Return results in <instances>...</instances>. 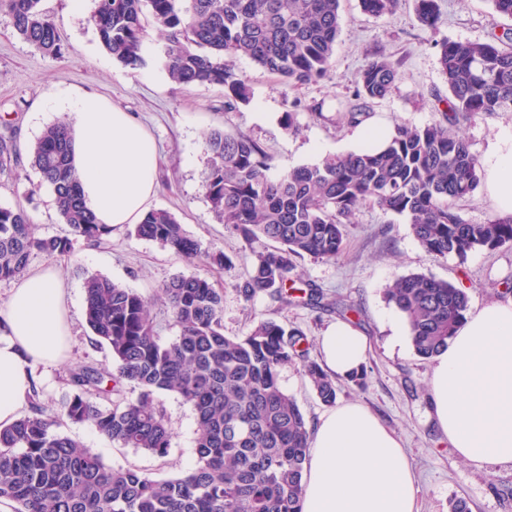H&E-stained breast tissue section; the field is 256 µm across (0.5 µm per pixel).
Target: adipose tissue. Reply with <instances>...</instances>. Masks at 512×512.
<instances>
[{"mask_svg": "<svg viewBox=\"0 0 512 512\" xmlns=\"http://www.w3.org/2000/svg\"><path fill=\"white\" fill-rule=\"evenodd\" d=\"M54 107L73 111L75 164L86 203L113 231L138 223L156 194L158 155L149 131L91 93ZM483 188L499 213H512V134L482 161ZM68 286L49 264L17 280L0 323V426L18 420L37 364L63 357L69 336ZM325 369L346 377L370 349L359 329L339 321L319 338ZM430 415L457 454L477 464L512 463V299L472 311L435 358ZM302 512H419L415 475L397 434L370 410L344 403L309 439Z\"/></svg>", "mask_w": 512, "mask_h": 512, "instance_id": "ef3b65f1", "label": "adipose tissue"}]
</instances>
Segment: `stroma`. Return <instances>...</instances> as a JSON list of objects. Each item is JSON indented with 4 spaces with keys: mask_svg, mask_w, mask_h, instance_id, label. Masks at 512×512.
I'll return each instance as SVG.
<instances>
[{
    "mask_svg": "<svg viewBox=\"0 0 512 512\" xmlns=\"http://www.w3.org/2000/svg\"><path fill=\"white\" fill-rule=\"evenodd\" d=\"M437 30L423 26L414 0H403L395 15L363 13L359 0H340L342 29L330 73L325 80L288 89L281 78L243 57H230L234 68L247 76L249 103L227 108L223 87L182 86L173 82L158 60L163 39L148 27L141 65L131 68L112 59L102 48L86 15L71 11L70 0H42V9L60 29L62 50L46 55L14 32L0 15V136L13 138L19 167L0 169V205L24 204L39 235L64 234L55 196L32 167L28 149L44 126L66 117L51 110L41 122L32 114L57 93L80 89L97 94L131 113L154 137L160 156L159 189L153 208L175 214L188 234L209 252H224L223 265L187 262L157 242L121 232L97 247L77 245L71 259L58 267L69 286V346L62 360L38 365L36 379L47 404L60 402L68 390L66 367L85 362L109 363L107 349L96 346L84 317V278L98 273L144 296H154L165 282L198 271L224 293V333L244 335L262 317H276L302 329L310 356L319 359L317 341L338 320L336 313L305 305L280 307L269 296L244 302L236 284L252 256L241 238L221 224L205 197L208 156L203 137L211 129L244 133L270 154L274 171L312 165L325 156L360 148L365 127L393 128L406 122L423 126L436 117L435 98L447 95L434 35L484 41L493 29L511 21L497 15L490 0H438ZM401 62L400 76L390 93L373 102L362 125L341 121L340 112L352 103L356 71L375 53ZM293 113L296 133L285 130L282 119ZM464 133L477 157H484L499 136L512 131V112H495L464 124ZM298 274L328 295H342L355 307L349 319L368 336L371 349L365 362L367 379L359 387L339 379L337 399L366 406L401 439L416 476L420 512H449L454 499L465 498L471 512H512V463L477 465L463 461L435 426L429 410V378L433 363L419 358L411 345L405 321L385 300V290L397 278L412 273L434 276L465 288L470 309L507 300L506 280L512 279V246L476 250L466 258H435L417 242L403 216L377 207L361 208L346 227L343 254L333 261H299ZM284 389L316 425L327 407L293 366L280 372ZM173 431L170 452L158 458L145 450L123 448L86 424L65 423L64 433L113 467L133 468L154 477L177 476L196 460L195 414L173 393L161 394Z\"/></svg>",
    "mask_w": 512,
    "mask_h": 512,
    "instance_id": "35a3bbf8",
    "label": "stroma"
}]
</instances>
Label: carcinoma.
I'll return each instance as SVG.
<instances>
[{
	"label": "carcinoma",
	"instance_id": "1",
	"mask_svg": "<svg viewBox=\"0 0 512 512\" xmlns=\"http://www.w3.org/2000/svg\"><path fill=\"white\" fill-rule=\"evenodd\" d=\"M41 0H0L16 33L44 54L60 53L53 18ZM340 0H95L88 22L103 48L120 63L142 62L146 17L164 36L162 64L181 85L224 86L227 106L251 98L247 80L224 63L242 56L297 88L328 77L341 28ZM401 0H360L364 12L392 16ZM418 19L436 28L437 0H416ZM448 95L438 117L424 126L397 122L379 149L324 158L269 175L272 158L250 137L212 130L203 139L209 157L205 196L223 224L241 237L253 259L236 285L246 302L267 295L294 304L288 289L300 278L296 260L325 261L344 251L345 225L363 206L405 217L434 257L460 259L477 249L512 246V214L483 224L466 221L457 202L473 196L480 165L459 132L462 118L512 112V28L484 42H436ZM401 61L375 54L354 77V100L342 119L359 124L369 104L385 97ZM31 164L56 196L63 236L42 237L20 205L0 206V280L23 276L33 252L69 258L76 245H95L112 228L95 223L72 162L64 121L42 131ZM129 233L155 241L186 260L220 263L202 254L168 210L148 211ZM84 315L111 365L89 362L69 371L67 393L49 409L39 389L29 413L0 428V502L12 512H301L309 429L283 389L280 370L302 368L317 397L336 403V377L310 359L306 334L273 317L243 336L224 335V294L199 272L180 274L153 298L111 279L84 281ZM305 304L345 314L353 306L330 299L311 282ZM386 300L403 315L411 344L431 359L465 318L469 296L453 283L425 274L397 278ZM161 302L178 336L161 340L153 307ZM175 393L195 412L196 461L173 478L114 468L74 438L64 422L85 423L122 448L164 458L172 432L156 404Z\"/></svg>",
	"mask_w": 512,
	"mask_h": 512
}]
</instances>
